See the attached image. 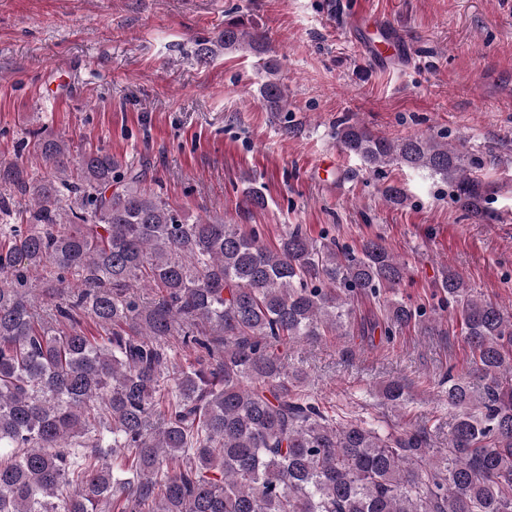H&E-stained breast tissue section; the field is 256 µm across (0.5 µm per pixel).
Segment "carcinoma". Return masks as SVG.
<instances>
[{
	"label": "carcinoma",
	"instance_id": "cac0c4a2",
	"mask_svg": "<svg viewBox=\"0 0 512 512\" xmlns=\"http://www.w3.org/2000/svg\"><path fill=\"white\" fill-rule=\"evenodd\" d=\"M220 42L265 53L236 20ZM259 93L284 111L277 80ZM336 140L374 168L440 177L470 211L485 199L478 161L444 138L344 120ZM38 149L45 178L0 161V211L27 198L0 224V512H105L121 498V512H512V314L462 274L442 266L439 309L386 299L368 328L389 341L458 317L482 386L447 373L442 401L458 413L439 450L424 426L329 413L278 354L347 335L351 299L396 293L407 266L382 241L319 243L295 226L271 248L256 226L189 220L105 149ZM173 336L196 363L178 364ZM379 394L403 409L411 383Z\"/></svg>",
	"mask_w": 512,
	"mask_h": 512
}]
</instances>
